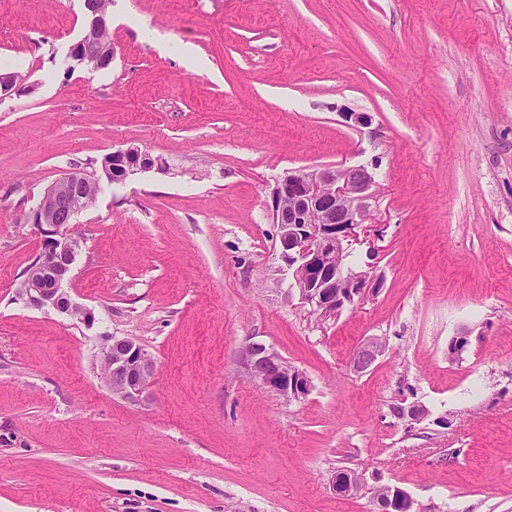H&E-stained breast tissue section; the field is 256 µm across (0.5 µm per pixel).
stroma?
<instances>
[{"instance_id":"obj_1","label":"stroma","mask_w":512,"mask_h":512,"mask_svg":"<svg viewBox=\"0 0 512 512\" xmlns=\"http://www.w3.org/2000/svg\"><path fill=\"white\" fill-rule=\"evenodd\" d=\"M112 63L69 49L82 0H0V512H512V0H112ZM169 38L161 52L156 37ZM192 44L188 67L176 46ZM358 113L369 115L362 126ZM137 147L70 231L84 323L28 307L65 171ZM363 165L377 198L349 263L381 286L320 319L275 258L271 190ZM469 345L449 358L462 330ZM154 358L138 400L101 374L111 337ZM386 348L366 372L367 339ZM270 344L287 400L241 361ZM425 405L419 422L397 407ZM365 489L336 495L335 472ZM157 166L161 167L159 159L136 147L116 150L107 155L102 161L101 169L108 182L122 180L128 175ZM385 350V343L379 338L369 339L354 355L353 367L358 372L369 369ZM242 360L260 385L283 398L298 399L310 389L306 374L291 365L271 345L262 341H249L243 350ZM379 496L377 501L383 512H410L412 500L410 496L400 487L382 485L378 488Z\"/></svg>"}]
</instances>
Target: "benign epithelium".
Instances as JSON below:
<instances>
[{
    "mask_svg": "<svg viewBox=\"0 0 512 512\" xmlns=\"http://www.w3.org/2000/svg\"><path fill=\"white\" fill-rule=\"evenodd\" d=\"M84 27L71 45L69 57L90 71L109 66L112 43L103 38L108 29L109 0H83ZM161 166L159 159L136 147L116 150L102 161L107 181H117L138 171ZM87 175L72 169L57 179L26 216L45 239L42 251L24 272L21 296L35 309L52 308L84 322L92 312L73 303L63 288L70 279L81 242L70 232L75 216L90 205ZM376 182L364 166L318 165L288 173L272 189V223L278 228L276 258L291 276V289L310 311L322 318L335 317L355 299L375 291L380 282L370 272L345 263V243L365 223L376 200ZM385 350L379 338L369 339L354 355L358 372L369 369ZM242 360L260 385L283 398L298 399L309 392L306 374L291 365L262 341L248 342ZM151 355L129 338L112 337L103 351L102 378L112 394L137 399L152 375ZM365 485L364 475L338 472L333 490L343 496L356 494ZM382 512H411L412 500L400 487H378Z\"/></svg>",
    "mask_w": 512,
    "mask_h": 512,
    "instance_id": "1",
    "label": "benign epithelium"
}]
</instances>
